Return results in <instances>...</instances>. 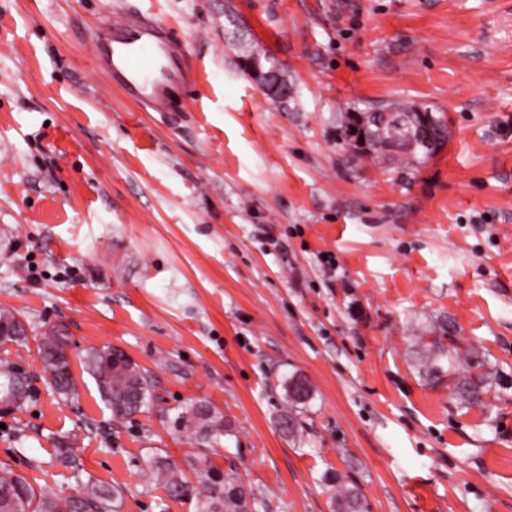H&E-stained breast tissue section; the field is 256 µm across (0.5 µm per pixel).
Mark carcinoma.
<instances>
[{
    "label": "carcinoma",
    "instance_id": "obj_1",
    "mask_svg": "<svg viewBox=\"0 0 512 512\" xmlns=\"http://www.w3.org/2000/svg\"><path fill=\"white\" fill-rule=\"evenodd\" d=\"M378 112L395 113V121L379 126L365 113V123L376 145L375 153L388 141H398L414 158L428 159L436 150H425L412 146L407 138L410 131L421 124L417 107L404 104H383ZM450 349L444 348L443 337L435 336L423 344L421 349L423 367L429 376L448 373L451 391L455 399L465 407L483 402L487 394V372L480 352L473 346L458 347L453 331H448ZM65 340L61 336H46L41 341L38 353L47 384L64 400L78 398V385L65 360H53ZM448 359V366L441 364ZM86 373L94 380L102 400L115 417H127L141 412L157 401L154 389L141 368L127 357H120L115 368L112 386L104 381L108 359L102 349L88 351L82 359ZM33 377L19 362L0 359V394L9 398L13 406L20 409L34 397ZM310 388L300 378L293 380L286 389L288 410L281 423L288 431L295 429V407L303 405L309 398ZM174 425L188 431L192 443L199 447L220 444L225 435L224 420L215 410L203 402L185 406L175 417ZM190 473H185L167 458L155 455L147 461L149 472L162 481L167 495L174 499L190 497L196 500L197 512H251L249 493L244 484L232 475L221 471L208 458L188 461ZM122 490L109 484L88 481L82 492L71 496H59L48 492H36L27 479L9 467H0V512H115L119 507ZM336 500L339 512H358L359 492L356 487L336 480Z\"/></svg>",
    "mask_w": 512,
    "mask_h": 512
}]
</instances>
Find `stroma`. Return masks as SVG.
I'll return each instance as SVG.
<instances>
[{"instance_id": "1", "label": "stroma", "mask_w": 512, "mask_h": 512, "mask_svg": "<svg viewBox=\"0 0 512 512\" xmlns=\"http://www.w3.org/2000/svg\"><path fill=\"white\" fill-rule=\"evenodd\" d=\"M151 13L201 74L179 112L112 89L89 34ZM294 85L270 100L238 40ZM429 108L440 153L356 154V113ZM0 344L37 380L0 414V464L35 489L120 487V512H196L145 465L205 457L253 512H512V0H0ZM453 325L490 393L465 409L427 376L420 339ZM67 337L78 403L41 380ZM148 375L150 411L113 417L85 349ZM310 398L284 432L291 378ZM202 400L229 429L189 444L172 421ZM76 438L78 469L54 441ZM336 500L340 512H358L360 505L359 492L355 486L343 484L341 481L336 484Z\"/></svg>"}]
</instances>
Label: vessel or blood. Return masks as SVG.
I'll return each mask as SVG.
<instances>
[{"mask_svg":"<svg viewBox=\"0 0 512 512\" xmlns=\"http://www.w3.org/2000/svg\"><path fill=\"white\" fill-rule=\"evenodd\" d=\"M96 66L126 99L155 112L180 108L199 75L183 62L184 45L150 14L137 12L90 34Z\"/></svg>","mask_w":512,"mask_h":512,"instance_id":"1","label":"vessel or blood"}]
</instances>
